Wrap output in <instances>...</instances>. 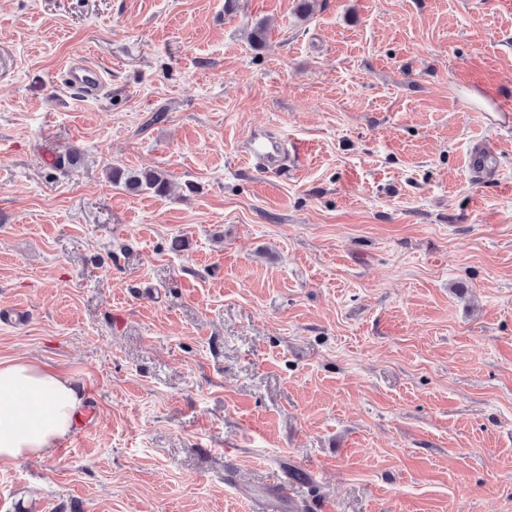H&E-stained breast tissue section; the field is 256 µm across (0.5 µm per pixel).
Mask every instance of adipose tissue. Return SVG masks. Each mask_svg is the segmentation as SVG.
Masks as SVG:
<instances>
[{
  "label": "adipose tissue",
  "mask_w": 512,
  "mask_h": 512,
  "mask_svg": "<svg viewBox=\"0 0 512 512\" xmlns=\"http://www.w3.org/2000/svg\"><path fill=\"white\" fill-rule=\"evenodd\" d=\"M83 410L67 376L27 359L0 362V463L52 455Z\"/></svg>",
  "instance_id": "1"
}]
</instances>
